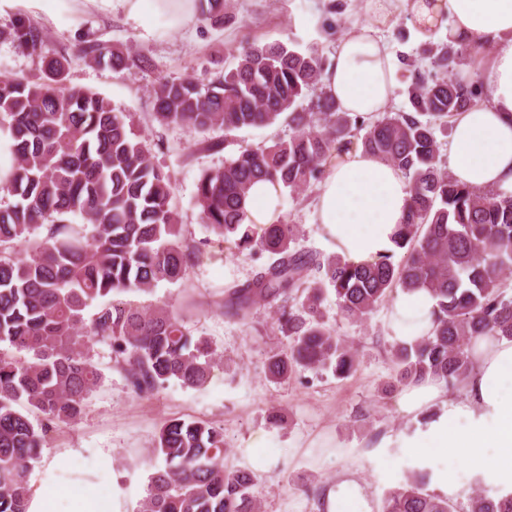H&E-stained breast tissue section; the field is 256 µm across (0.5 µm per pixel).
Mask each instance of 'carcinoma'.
<instances>
[{"label":"carcinoma","mask_w":512,"mask_h":512,"mask_svg":"<svg viewBox=\"0 0 512 512\" xmlns=\"http://www.w3.org/2000/svg\"><path fill=\"white\" fill-rule=\"evenodd\" d=\"M225 8L226 0H198L197 20L221 24ZM9 35L39 64L33 77H0V140L9 154V166L0 167V512H28L31 461L55 424L82 416L101 383L95 344L109 346L140 397L171 381L205 387L223 355L196 334L186 307L144 309L119 299L188 280L197 252L182 239L171 178L131 132L129 113L96 91L66 84L76 58L122 75L151 66V59L98 40L75 58L61 54L31 16L17 17ZM423 52L432 70L410 69L409 111L375 121L343 111L326 94L323 56L282 41L243 47L233 67L206 84L162 78L152 87L155 121L206 135L210 150L233 144L237 130L280 120L288 126V135L270 145L238 144L223 167L202 172L195 192L201 221L218 242L237 255L268 258L217 307L243 323L257 307L274 310L287 339L267 357L275 382L323 369L344 378L356 370V351L327 316L330 294L337 314L354 322L397 288H425L435 298L432 334L391 345V391L428 378L453 390L470 376L479 342L512 341V298L501 289L502 273L512 271V192L460 185L443 166L435 135L449 117L482 101L477 76L454 74L463 56L480 50L430 40ZM357 146L410 185L396 252L354 263L297 249L296 225L281 217L259 228L244 223L253 183L267 179L302 191L323 181L334 154ZM77 220L90 232L77 230ZM41 227L46 234L34 236ZM225 451L221 427L182 418L163 424L159 464L137 512H260L252 472L225 468ZM429 482L428 471L410 472L385 492L381 512H456L448 498L426 490ZM468 512H512V493L478 491Z\"/></svg>","instance_id":"1"}]
</instances>
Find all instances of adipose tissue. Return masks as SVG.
<instances>
[{
    "label": "adipose tissue",
    "mask_w": 512,
    "mask_h": 512,
    "mask_svg": "<svg viewBox=\"0 0 512 512\" xmlns=\"http://www.w3.org/2000/svg\"><path fill=\"white\" fill-rule=\"evenodd\" d=\"M365 7L388 26L404 13L422 30L447 21L450 38L486 48V55L475 60L486 96L453 117L450 168L472 189H512V0H365ZM322 84L344 111H385L395 88L387 43L366 27L346 31L336 43ZM282 193L278 183L254 184L246 205L247 223L276 221ZM409 203L403 175L353 147L332 159L319 188L314 222L340 256L372 261L395 251L394 235ZM434 306L426 289L398 292L386 316L391 339L410 343L430 335ZM461 393V399H454L444 383L434 380L404 390L399 399L403 413L420 419L431 411L435 417L402 435L401 446L432 468V487L440 495L458 498L467 481L478 479L488 480L494 490L511 491L512 342L481 343ZM458 462L464 463L466 477L458 476ZM326 508L373 512V503L365 484L345 471L329 490Z\"/></svg>",
    "instance_id": "1"
}]
</instances>
